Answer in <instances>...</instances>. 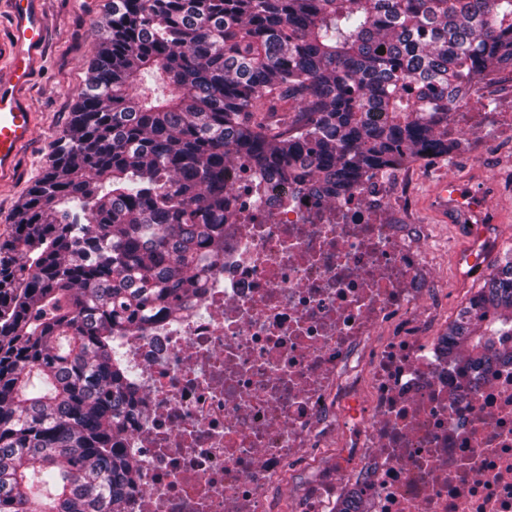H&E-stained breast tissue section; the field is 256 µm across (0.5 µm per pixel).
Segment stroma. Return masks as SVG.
Segmentation results:
<instances>
[{
  "mask_svg": "<svg viewBox=\"0 0 512 512\" xmlns=\"http://www.w3.org/2000/svg\"><path fill=\"white\" fill-rule=\"evenodd\" d=\"M38 9L47 36L28 91V104L36 114L37 127L33 140L21 153L15 182L0 185V242L8 239L28 188L42 176L57 139L69 123L74 95L85 83L88 63L104 36L103 22L108 14L107 0H39ZM470 109L489 113L488 126L462 129L457 154L437 159L432 171L413 165L412 188L417 209L410 215L396 211L390 214L391 223L426 226L434 247L433 272L448 290V309L442 316L446 324L454 320L460 307L457 256L466 244V233L462 225L435 213L429 206V197L442 176L459 175L458 156L468 158L475 173V186L487 181L497 183L501 197L497 240L512 241V163L500 154L493 128L498 113H512V74L493 76Z\"/></svg>",
  "mask_w": 512,
  "mask_h": 512,
  "instance_id": "obj_1",
  "label": "stroma"
}]
</instances>
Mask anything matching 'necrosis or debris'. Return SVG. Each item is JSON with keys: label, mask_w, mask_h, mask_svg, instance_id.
<instances>
[{"label": "necrosis or debris", "mask_w": 512, "mask_h": 512, "mask_svg": "<svg viewBox=\"0 0 512 512\" xmlns=\"http://www.w3.org/2000/svg\"><path fill=\"white\" fill-rule=\"evenodd\" d=\"M379 184L318 204L263 178L173 319L123 340L141 377L123 512H512V361L449 364L431 248ZM479 243L487 204L455 205Z\"/></svg>", "instance_id": "4bbe7bcc"}]
</instances>
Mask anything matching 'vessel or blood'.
Listing matches in <instances>:
<instances>
[{"instance_id": "obj_1", "label": "vessel or blood", "mask_w": 512, "mask_h": 512, "mask_svg": "<svg viewBox=\"0 0 512 512\" xmlns=\"http://www.w3.org/2000/svg\"><path fill=\"white\" fill-rule=\"evenodd\" d=\"M9 36L0 43L7 59V73L0 80V182L12 180L21 150L32 140L35 120L28 112L23 92L30 84L45 43L44 24L34 9L35 0H7ZM465 184L453 178L440 179L435 199L440 213H447L449 196L466 193Z\"/></svg>"}]
</instances>
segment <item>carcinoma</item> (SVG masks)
Instances as JSON below:
<instances>
[{
  "label": "carcinoma",
  "instance_id": "obj_1",
  "mask_svg": "<svg viewBox=\"0 0 512 512\" xmlns=\"http://www.w3.org/2000/svg\"><path fill=\"white\" fill-rule=\"evenodd\" d=\"M105 33L0 243V512H120L137 492L118 341L224 255L228 171L350 198L452 154L448 120L512 72V0H112ZM502 250L444 332L478 368L512 356Z\"/></svg>",
  "mask_w": 512,
  "mask_h": 512
}]
</instances>
